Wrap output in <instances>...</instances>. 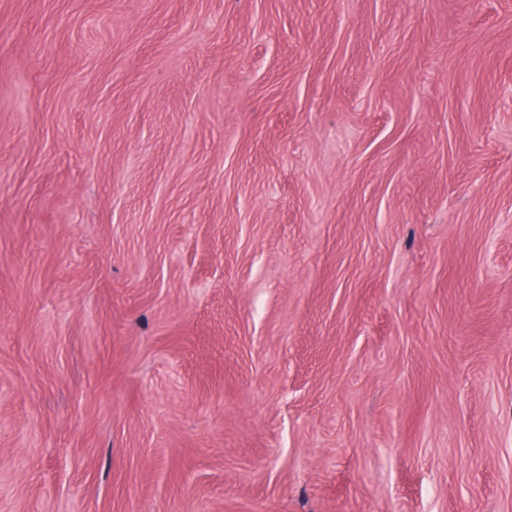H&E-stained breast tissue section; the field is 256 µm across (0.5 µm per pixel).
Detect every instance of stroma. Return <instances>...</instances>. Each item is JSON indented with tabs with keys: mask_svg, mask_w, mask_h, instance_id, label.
I'll use <instances>...</instances> for the list:
<instances>
[{
	"mask_svg": "<svg viewBox=\"0 0 512 512\" xmlns=\"http://www.w3.org/2000/svg\"><path fill=\"white\" fill-rule=\"evenodd\" d=\"M0 512H512V0H0Z\"/></svg>",
	"mask_w": 512,
	"mask_h": 512,
	"instance_id": "obj_1",
	"label": "stroma"
}]
</instances>
